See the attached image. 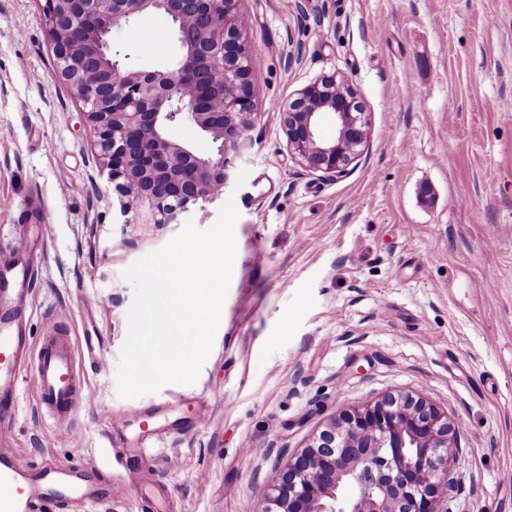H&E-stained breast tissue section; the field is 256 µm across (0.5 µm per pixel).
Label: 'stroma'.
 Instances as JSON below:
<instances>
[{
    "label": "stroma",
    "instance_id": "1",
    "mask_svg": "<svg viewBox=\"0 0 512 512\" xmlns=\"http://www.w3.org/2000/svg\"><path fill=\"white\" fill-rule=\"evenodd\" d=\"M44 0H0V262L28 239L32 347L60 331L90 401L57 429L21 382L0 448L98 466L99 512H257L276 469L349 408L413 394L454 429L451 512H512V0H238L259 110L224 190L236 256L194 384L118 393L123 272L180 234L122 226L96 133L55 74ZM148 12L113 46L152 70L178 47ZM298 61H291V54ZM342 72L369 119L345 177L310 172L281 112ZM120 410L121 423L108 422ZM153 418L152 451L131 453Z\"/></svg>",
    "mask_w": 512,
    "mask_h": 512
}]
</instances>
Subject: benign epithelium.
Masks as SVG:
<instances>
[{
    "label": "benign epithelium",
    "mask_w": 512,
    "mask_h": 512,
    "mask_svg": "<svg viewBox=\"0 0 512 512\" xmlns=\"http://www.w3.org/2000/svg\"><path fill=\"white\" fill-rule=\"evenodd\" d=\"M236 0H45L56 75L77 92L98 132V160L117 193L121 224L178 226L220 198L228 154L258 111L249 81L247 24ZM158 9L180 48L163 70H141L112 47V29ZM115 61L106 66L102 50ZM334 133L322 131L324 118ZM196 127L205 152L171 141ZM288 148L314 173L340 178L368 141L348 77L305 85L285 108ZM448 415L424 398L384 395L344 412L272 477L258 512H448L456 485Z\"/></svg>",
    "instance_id": "7a95c632"
}]
</instances>
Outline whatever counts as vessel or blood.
Wrapping results in <instances>:
<instances>
[{
	"mask_svg": "<svg viewBox=\"0 0 512 512\" xmlns=\"http://www.w3.org/2000/svg\"><path fill=\"white\" fill-rule=\"evenodd\" d=\"M14 295L13 302L0 307V435L13 428L22 374H33L41 405L56 417H65L78 402L91 397L71 340L52 336L41 348H32L25 334L23 289H15ZM103 496L94 483L72 469L32 466L9 450L0 451V512H36L39 506L63 499L92 508Z\"/></svg>",
	"mask_w": 512,
	"mask_h": 512,
	"instance_id": "obj_1",
	"label": "vessel or blood"
}]
</instances>
